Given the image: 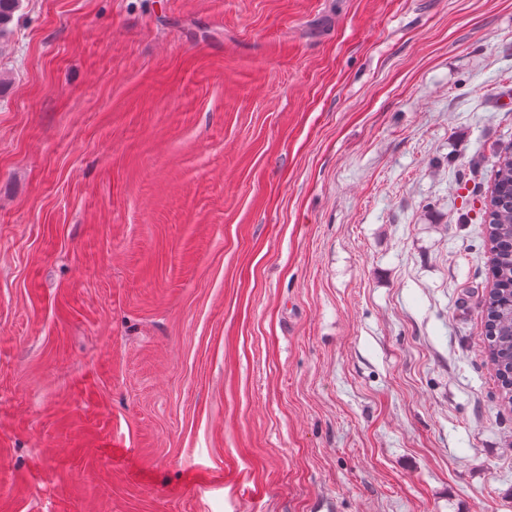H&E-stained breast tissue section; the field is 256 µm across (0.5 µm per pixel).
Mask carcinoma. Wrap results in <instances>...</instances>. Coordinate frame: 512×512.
<instances>
[{
  "mask_svg": "<svg viewBox=\"0 0 512 512\" xmlns=\"http://www.w3.org/2000/svg\"><path fill=\"white\" fill-rule=\"evenodd\" d=\"M20 0H0V39L10 31ZM496 192L485 210V243L492 254V287L482 300L488 361L512 403V153L497 155Z\"/></svg>",
  "mask_w": 512,
  "mask_h": 512,
  "instance_id": "cac0c4a2",
  "label": "carcinoma"
}]
</instances>
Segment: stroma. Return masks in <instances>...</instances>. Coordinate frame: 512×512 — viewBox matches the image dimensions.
Here are the masks:
<instances>
[{
  "label": "stroma",
  "instance_id": "stroma-1",
  "mask_svg": "<svg viewBox=\"0 0 512 512\" xmlns=\"http://www.w3.org/2000/svg\"><path fill=\"white\" fill-rule=\"evenodd\" d=\"M510 94L512 0H21L0 512H512ZM495 194L485 210V243L492 254V287L482 300L488 361L512 403V153L497 155Z\"/></svg>",
  "mask_w": 512,
  "mask_h": 512
}]
</instances>
